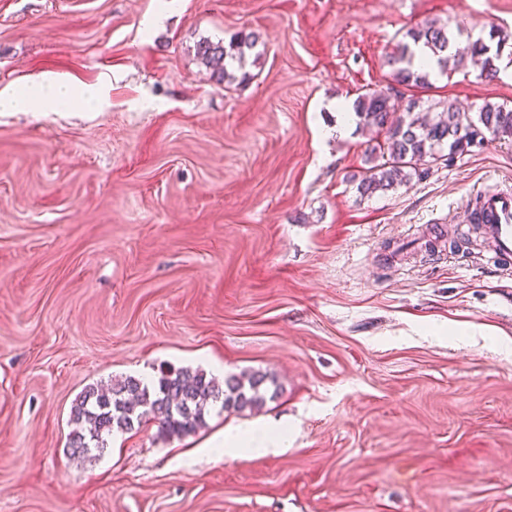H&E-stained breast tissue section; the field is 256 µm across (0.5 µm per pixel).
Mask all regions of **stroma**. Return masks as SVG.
<instances>
[{"label":"stroma","mask_w":512,"mask_h":512,"mask_svg":"<svg viewBox=\"0 0 512 512\" xmlns=\"http://www.w3.org/2000/svg\"><path fill=\"white\" fill-rule=\"evenodd\" d=\"M428 21L509 39L422 100L512 106V0H0V88L112 102L0 112V512H512V264L466 219L512 142L363 197L370 133L323 135ZM250 32L217 82L196 44ZM168 368L280 394L71 455L86 386ZM253 424L282 447L216 448ZM77 99L95 103L99 109L110 106L109 90L103 85L76 89L61 78L42 74L0 89V112H60Z\"/></svg>","instance_id":"obj_1"}]
</instances>
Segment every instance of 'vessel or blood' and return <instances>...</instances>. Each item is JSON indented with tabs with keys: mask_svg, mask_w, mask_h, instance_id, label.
Listing matches in <instances>:
<instances>
[{
	"mask_svg": "<svg viewBox=\"0 0 512 512\" xmlns=\"http://www.w3.org/2000/svg\"><path fill=\"white\" fill-rule=\"evenodd\" d=\"M476 220L494 256L512 258V192L482 190Z\"/></svg>",
	"mask_w": 512,
	"mask_h": 512,
	"instance_id": "obj_1",
	"label": "vessel or blood"
}]
</instances>
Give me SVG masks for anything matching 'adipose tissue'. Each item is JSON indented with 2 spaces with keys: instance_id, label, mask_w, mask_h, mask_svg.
I'll return each mask as SVG.
<instances>
[{
  "instance_id": "adipose-tissue-1",
  "label": "adipose tissue",
  "mask_w": 512,
  "mask_h": 512,
  "mask_svg": "<svg viewBox=\"0 0 512 512\" xmlns=\"http://www.w3.org/2000/svg\"><path fill=\"white\" fill-rule=\"evenodd\" d=\"M79 99L95 103L100 108L110 104L105 86L77 89L61 78L42 74L19 86L0 88V112H58Z\"/></svg>"
}]
</instances>
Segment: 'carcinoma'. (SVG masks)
I'll list each match as a JSON object with an SVG mask.
<instances>
[{
    "label": "carcinoma",
    "mask_w": 512,
    "mask_h": 512,
    "mask_svg": "<svg viewBox=\"0 0 512 512\" xmlns=\"http://www.w3.org/2000/svg\"><path fill=\"white\" fill-rule=\"evenodd\" d=\"M258 40L255 33L227 45L204 39L196 45V56L214 78L232 81L235 74L230 68H243L245 49L254 47ZM506 41L507 36L492 29L489 39L478 38L454 50L448 26L425 22L406 30L387 64L392 68V80L399 85H431L432 73L414 64L415 45L430 52L442 74L477 58L481 60V74L492 80L498 75L495 61ZM396 98L392 87L369 89L353 103L359 124L374 126L383 136V141L369 147L365 157L369 167L357 184L363 197L404 184L414 175L422 176L424 165L446 154L453 157L469 152L486 133L512 141V108L486 104L469 124L462 120L466 113L450 101L426 106L411 97L398 116ZM278 394L274 377L259 371L229 373L222 383L201 370L183 368L163 372L150 383L132 375L120 377L107 385H89L75 399L67 448L73 456L90 458L103 452L113 433L132 432L149 421L157 423L159 433L181 438L204 428L206 416L218 403L224 411L251 412Z\"/></svg>",
    "instance_id": "obj_1"
}]
</instances>
